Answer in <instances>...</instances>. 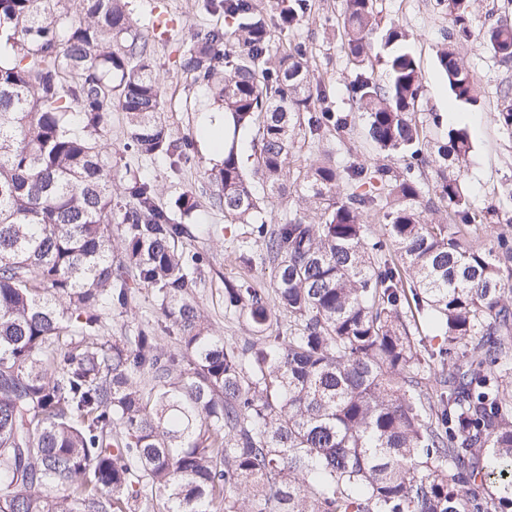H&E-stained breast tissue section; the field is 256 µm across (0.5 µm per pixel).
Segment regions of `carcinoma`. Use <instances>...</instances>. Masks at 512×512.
I'll return each instance as SVG.
<instances>
[{
	"instance_id": "cac0c4a2",
	"label": "carcinoma",
	"mask_w": 512,
	"mask_h": 512,
	"mask_svg": "<svg viewBox=\"0 0 512 512\" xmlns=\"http://www.w3.org/2000/svg\"><path fill=\"white\" fill-rule=\"evenodd\" d=\"M69 2L0 0V512H512V216L469 202L466 126L432 141L441 122L420 116L407 34L386 28L378 81L375 0H342L352 108L384 162L325 151L302 165L355 119L303 43H273L311 0H273L270 16L207 0L229 27L193 33L179 70L233 118L210 204L250 225L275 271L269 291L224 288L225 313L253 332L240 344L195 300V194L175 200L178 222L152 183L112 182L114 108L137 152L175 173L188 159L162 120L153 45L128 0ZM438 2L439 65L475 106L455 45L477 38L509 67L512 24L477 34L473 0ZM493 120L512 133L511 86ZM276 199L288 208L273 224ZM501 223L489 246L469 239ZM142 290L152 314L107 335ZM282 315L285 333H269Z\"/></svg>"
}]
</instances>
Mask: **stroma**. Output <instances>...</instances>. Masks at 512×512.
Here are the masks:
<instances>
[{
  "mask_svg": "<svg viewBox=\"0 0 512 512\" xmlns=\"http://www.w3.org/2000/svg\"><path fill=\"white\" fill-rule=\"evenodd\" d=\"M204 0H129V7L138 18L163 14L169 20L165 31H149L154 47V64L165 80V120L173 135L189 141V158L179 173H172L167 161L147 158L128 150L124 116L113 112L106 137L112 151V179L122 183L131 176L143 178L158 189L157 203L169 207L180 194L195 192L199 206L189 219L193 235L183 243L184 250L200 253L204 258L201 278L195 288L196 299L207 315L215 335L227 341L247 338L246 324L224 314V288L243 281L254 287H270L274 276L271 265L248 268L238 259L236 241L246 239L248 227L228 224L223 211L213 208L201 190L205 171L213 160L198 140L202 117L212 109L204 89L194 85L191 78L180 74L179 54L191 32L223 24L222 16L209 13ZM382 26L399 25L409 34L408 45L415 54L423 86V112L452 114L454 122L467 125L472 132L474 152L465 175V185L473 205L503 203V187L512 182V137L493 121L492 114L505 85L512 83V68L504 67L478 41L458 45L457 52L471 70L481 88L477 106L460 105L452 101L443 74L437 63L448 17L436 0H377ZM341 0H316L313 15L303 21L296 35L312 51L314 64L333 90L332 100L339 110L351 108L348 84L350 71L338 49V19ZM342 164L374 165L378 152L367 141L362 122H355L343 138L333 136L324 141Z\"/></svg>",
  "mask_w": 512,
  "mask_h": 512,
  "instance_id": "stroma-1",
  "label": "stroma"
}]
</instances>
